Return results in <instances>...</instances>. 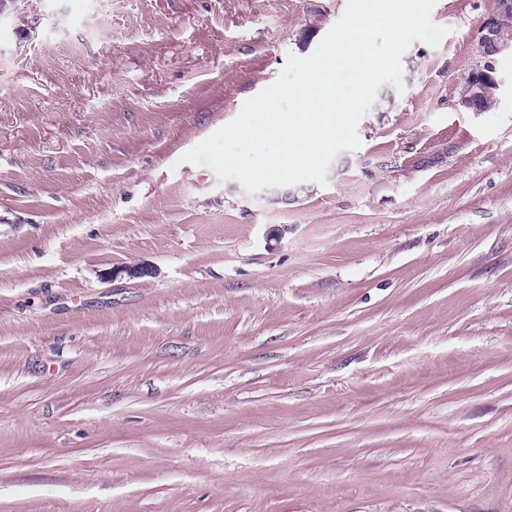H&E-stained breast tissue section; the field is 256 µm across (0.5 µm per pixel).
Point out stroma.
Returning <instances> with one entry per match:
<instances>
[{
  "label": "stroma",
  "instance_id": "stroma-1",
  "mask_svg": "<svg viewBox=\"0 0 512 512\" xmlns=\"http://www.w3.org/2000/svg\"><path fill=\"white\" fill-rule=\"evenodd\" d=\"M17 5L0 512H512V55L456 104L492 0H436L447 35L285 201L181 157L347 0Z\"/></svg>",
  "mask_w": 512,
  "mask_h": 512
}]
</instances>
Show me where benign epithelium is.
Listing matches in <instances>:
<instances>
[{
  "label": "benign epithelium",
  "instance_id": "benign-epithelium-1",
  "mask_svg": "<svg viewBox=\"0 0 512 512\" xmlns=\"http://www.w3.org/2000/svg\"><path fill=\"white\" fill-rule=\"evenodd\" d=\"M512 12V0H497L492 10L484 17L478 30L481 51L472 68L458 86L457 104L477 111L474 99L480 83L490 72L496 71V60L503 54H512V39L502 34L504 18ZM148 273L147 268L137 263L112 268V277L125 275L139 278Z\"/></svg>",
  "mask_w": 512,
  "mask_h": 512
}]
</instances>
